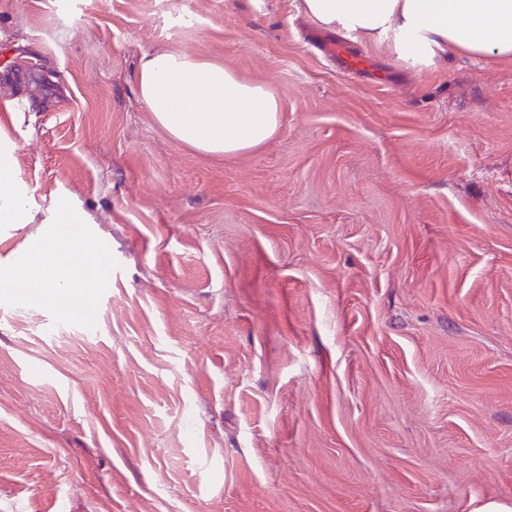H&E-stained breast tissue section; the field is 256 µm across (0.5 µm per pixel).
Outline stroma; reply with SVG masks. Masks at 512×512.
Listing matches in <instances>:
<instances>
[{"mask_svg":"<svg viewBox=\"0 0 512 512\" xmlns=\"http://www.w3.org/2000/svg\"><path fill=\"white\" fill-rule=\"evenodd\" d=\"M301 0H0V138L36 221L117 262L94 328L0 304V512L512 505V60L412 64ZM268 86L267 143L159 127L144 54Z\"/></svg>","mask_w":512,"mask_h":512,"instance_id":"1","label":"stroma"}]
</instances>
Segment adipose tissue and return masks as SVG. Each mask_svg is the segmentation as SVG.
Returning a JSON list of instances; mask_svg holds the SVG:
<instances>
[{"mask_svg":"<svg viewBox=\"0 0 512 512\" xmlns=\"http://www.w3.org/2000/svg\"><path fill=\"white\" fill-rule=\"evenodd\" d=\"M301 9L322 29L391 41L405 60L444 53L512 60V0H301ZM136 87L162 129L204 153L236 156L279 128L271 90L194 55H144Z\"/></svg>","mask_w":512,"mask_h":512,"instance_id":"1","label":"adipose tissue"}]
</instances>
